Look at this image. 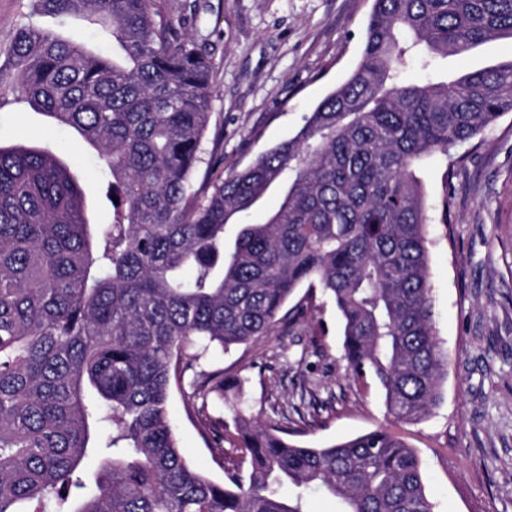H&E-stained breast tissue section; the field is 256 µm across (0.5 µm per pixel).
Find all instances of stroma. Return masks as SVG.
<instances>
[{
  "label": "stroma",
  "instance_id": "stroma-1",
  "mask_svg": "<svg viewBox=\"0 0 512 512\" xmlns=\"http://www.w3.org/2000/svg\"><path fill=\"white\" fill-rule=\"evenodd\" d=\"M183 34L212 62L205 151L221 171H240L293 136L305 113L357 64L372 0H170ZM76 39L95 33L78 18L54 19L34 0H0V61L24 24ZM512 61V41L493 39L448 60L463 73ZM46 140L68 154L94 223H109L108 179L72 130L52 126L21 89L0 95V141ZM449 166L431 159L424 189L433 215L430 281L437 338L448 356L443 400L398 432L417 450L435 512H512V112L467 143ZM305 315L267 336L203 359L196 373L244 381L246 405L297 441L325 445L392 419L375 384L346 377L343 324L321 290L299 289ZM181 389L169 412L191 466L223 481L224 468L188 418Z\"/></svg>",
  "mask_w": 512,
  "mask_h": 512
}]
</instances>
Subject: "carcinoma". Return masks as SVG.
<instances>
[{
	"instance_id": "obj_1",
	"label": "carcinoma",
	"mask_w": 512,
	"mask_h": 512,
	"mask_svg": "<svg viewBox=\"0 0 512 512\" xmlns=\"http://www.w3.org/2000/svg\"><path fill=\"white\" fill-rule=\"evenodd\" d=\"M78 15L112 52L23 25L0 95L96 150L119 204L94 224L51 143L0 145V512H307L322 488L343 512H434L417 451L387 428L308 447L229 404L248 476L193 469L168 412L206 355L299 319L319 287L343 322V360L400 424L441 401L447 357L429 280L418 173L512 111V63L435 75L438 60L512 40V0H373L357 66L297 133L247 168L196 185L212 66L160 0H37ZM431 73L406 83L410 63ZM281 187L278 206L224 227ZM193 277L185 279V270ZM201 376L187 414L224 457ZM291 492H281L283 487Z\"/></svg>"
}]
</instances>
